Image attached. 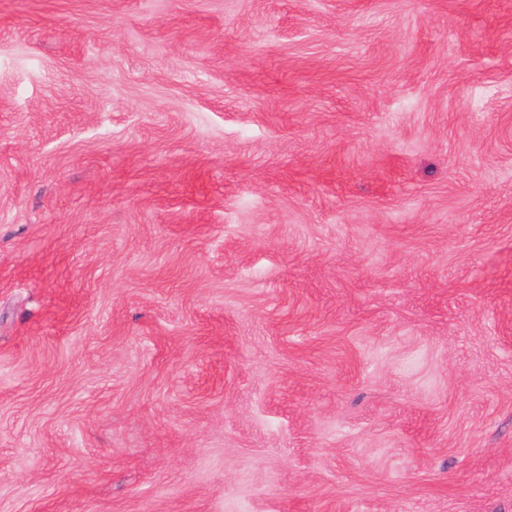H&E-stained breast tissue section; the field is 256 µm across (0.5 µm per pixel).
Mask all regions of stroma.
<instances>
[{
  "label": "stroma",
  "instance_id": "stroma-1",
  "mask_svg": "<svg viewBox=\"0 0 512 512\" xmlns=\"http://www.w3.org/2000/svg\"><path fill=\"white\" fill-rule=\"evenodd\" d=\"M0 512H512V0H0Z\"/></svg>",
  "mask_w": 512,
  "mask_h": 512
}]
</instances>
